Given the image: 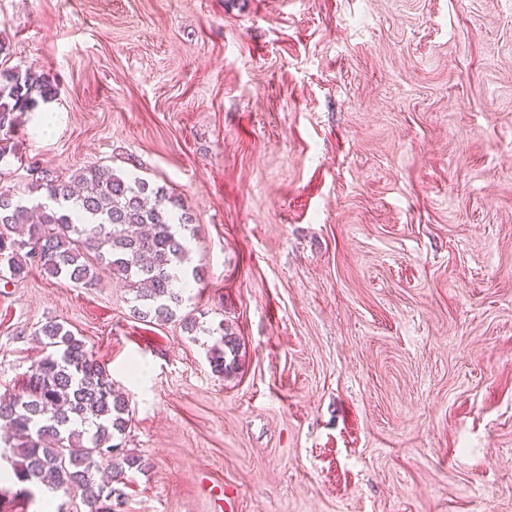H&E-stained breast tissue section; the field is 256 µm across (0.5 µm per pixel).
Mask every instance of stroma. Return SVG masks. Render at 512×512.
Returning a JSON list of instances; mask_svg holds the SVG:
<instances>
[{"label":"stroma","mask_w":512,"mask_h":512,"mask_svg":"<svg viewBox=\"0 0 512 512\" xmlns=\"http://www.w3.org/2000/svg\"><path fill=\"white\" fill-rule=\"evenodd\" d=\"M0 41L57 89L0 189L193 217L191 332L104 268L0 280V394L53 319L128 397L126 512H512V0H0ZM220 339L208 349V361L215 372L228 376L238 369V357L241 342L238 336L228 333V330L219 327Z\"/></svg>","instance_id":"obj_1"}]
</instances>
